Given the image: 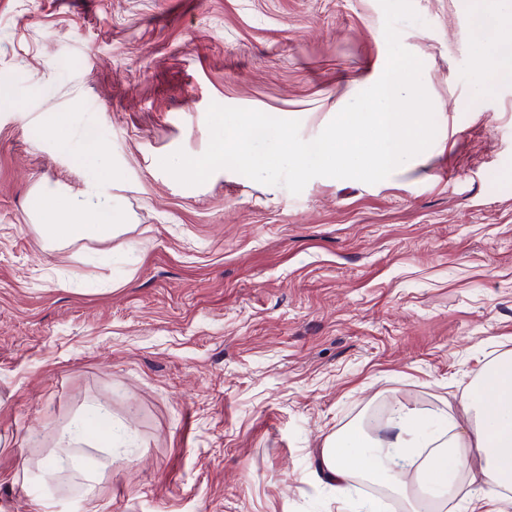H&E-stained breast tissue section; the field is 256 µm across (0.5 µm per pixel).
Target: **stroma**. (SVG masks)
Listing matches in <instances>:
<instances>
[{"instance_id": "1", "label": "stroma", "mask_w": 512, "mask_h": 512, "mask_svg": "<svg viewBox=\"0 0 512 512\" xmlns=\"http://www.w3.org/2000/svg\"><path fill=\"white\" fill-rule=\"evenodd\" d=\"M412 5L434 142L294 195L160 160L205 152L214 102L317 137L385 69L379 0H0V512H350L311 449L512 352V82L477 91L482 0ZM102 159L132 228L43 242L41 192ZM99 403L113 449L62 444Z\"/></svg>"}]
</instances>
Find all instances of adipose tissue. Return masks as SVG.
I'll return each instance as SVG.
<instances>
[{"label": "adipose tissue", "instance_id": "ef3b65f1", "mask_svg": "<svg viewBox=\"0 0 512 512\" xmlns=\"http://www.w3.org/2000/svg\"><path fill=\"white\" fill-rule=\"evenodd\" d=\"M499 49L481 75L479 92L512 81V24L501 27ZM108 169H100L83 194L56 190L36 219L54 242H104L121 233L127 214L111 192ZM443 425L425 429L411 409H396L383 434L358 425L327 436L312 452L313 474L322 485L348 494L354 477L384 488L406 504V512H446L455 483L474 486L476 500L494 512H512V354L491 359L457 407L442 414Z\"/></svg>", "mask_w": 512, "mask_h": 512}]
</instances>
